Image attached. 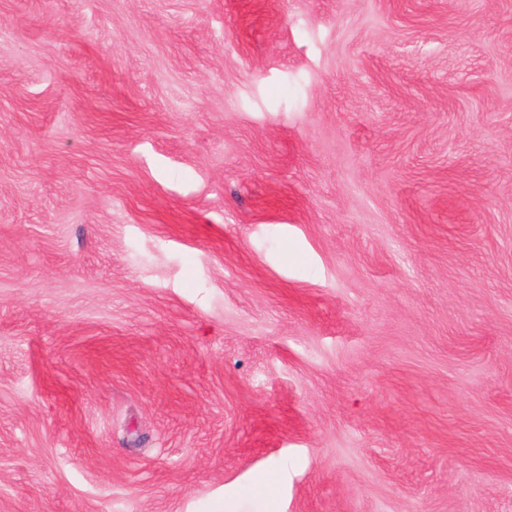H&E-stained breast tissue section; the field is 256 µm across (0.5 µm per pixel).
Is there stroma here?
Wrapping results in <instances>:
<instances>
[{
  "label": "stroma",
  "instance_id": "stroma-1",
  "mask_svg": "<svg viewBox=\"0 0 512 512\" xmlns=\"http://www.w3.org/2000/svg\"><path fill=\"white\" fill-rule=\"evenodd\" d=\"M510 71L512 0H0V512H512Z\"/></svg>",
  "mask_w": 512,
  "mask_h": 512
}]
</instances>
